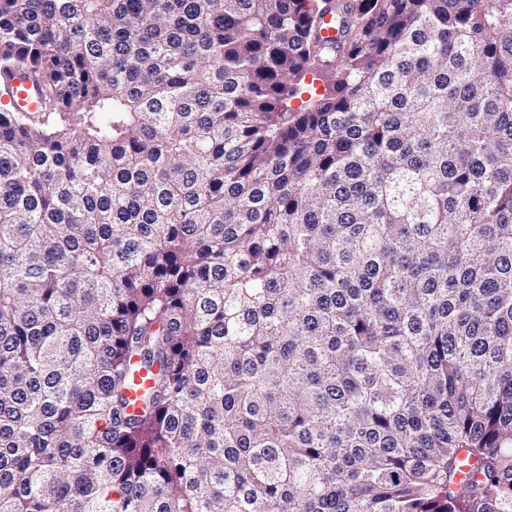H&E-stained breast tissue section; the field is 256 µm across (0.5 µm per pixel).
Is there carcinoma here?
Here are the masks:
<instances>
[{
	"mask_svg": "<svg viewBox=\"0 0 512 512\" xmlns=\"http://www.w3.org/2000/svg\"><path fill=\"white\" fill-rule=\"evenodd\" d=\"M17 72L0 512H512V0H0ZM1 99L14 110L33 112L39 106V97L32 82L21 77L14 79L9 88L0 92Z\"/></svg>",
	"mask_w": 512,
	"mask_h": 512,
	"instance_id": "cac0c4a2",
	"label": "carcinoma"
}]
</instances>
